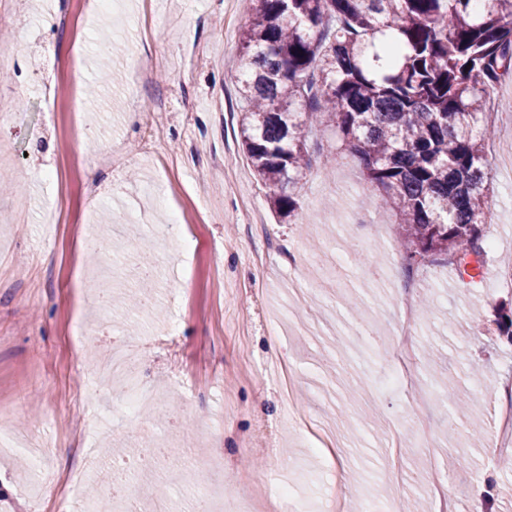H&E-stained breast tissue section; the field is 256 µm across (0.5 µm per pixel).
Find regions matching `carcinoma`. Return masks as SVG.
<instances>
[{"instance_id": "cac0c4a2", "label": "carcinoma", "mask_w": 512, "mask_h": 512, "mask_svg": "<svg viewBox=\"0 0 512 512\" xmlns=\"http://www.w3.org/2000/svg\"><path fill=\"white\" fill-rule=\"evenodd\" d=\"M474 4L250 0L239 122L276 211L297 210L308 141L326 124L396 211L405 272L450 263L474 279L492 179L488 103L512 79V0ZM495 325L512 345V313Z\"/></svg>"}]
</instances>
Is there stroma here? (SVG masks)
Here are the masks:
<instances>
[{
	"label": "stroma",
	"instance_id": "obj_1",
	"mask_svg": "<svg viewBox=\"0 0 512 512\" xmlns=\"http://www.w3.org/2000/svg\"><path fill=\"white\" fill-rule=\"evenodd\" d=\"M249 0H0V512H58L49 477L80 473L71 496L111 479L112 455L162 442L173 450L139 473L184 512L195 486L223 490L220 512H326L345 462L347 512H405L421 475L449 477L457 512H512V463L493 452L512 345L492 310L512 302V81L499 85L487 158L488 279L461 283L453 265L406 275L398 219L333 132L313 150L283 218L239 136L240 41ZM151 72L134 83L135 70ZM114 261L126 282L155 264L154 315L95 307ZM414 280L418 341L408 385L388 379L393 325ZM321 289L314 301L294 283ZM136 353L166 415L147 432L120 389L94 375L111 337ZM284 358L295 399L335 429L338 455L318 456L311 429L285 417ZM466 399L469 416L456 409ZM423 406L431 451L412 426ZM405 476L385 478L392 428ZM465 461L464 473L453 462ZM491 475L490 503L474 484ZM290 484L292 499L280 498Z\"/></svg>",
	"mask_w": 512,
	"mask_h": 512
}]
</instances>
